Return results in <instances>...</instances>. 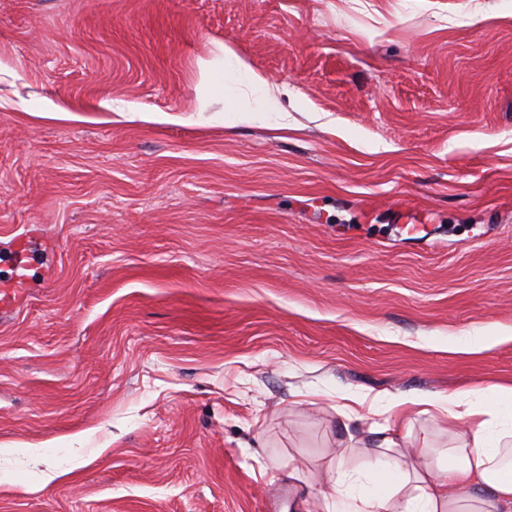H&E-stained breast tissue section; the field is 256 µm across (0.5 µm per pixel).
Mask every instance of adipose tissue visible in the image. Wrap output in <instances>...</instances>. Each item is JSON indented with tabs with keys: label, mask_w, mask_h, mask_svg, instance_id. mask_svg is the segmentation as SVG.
<instances>
[{
	"label": "adipose tissue",
	"mask_w": 512,
	"mask_h": 512,
	"mask_svg": "<svg viewBox=\"0 0 512 512\" xmlns=\"http://www.w3.org/2000/svg\"><path fill=\"white\" fill-rule=\"evenodd\" d=\"M434 414L454 425L451 446L433 460L402 448L396 431ZM380 434L368 476L381 487L335 512H512V386L394 400Z\"/></svg>",
	"instance_id": "1"
}]
</instances>
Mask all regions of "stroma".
<instances>
[{
    "mask_svg": "<svg viewBox=\"0 0 512 512\" xmlns=\"http://www.w3.org/2000/svg\"><path fill=\"white\" fill-rule=\"evenodd\" d=\"M21 265L0 512H300L394 399L512 385L458 351L512 330V0H0ZM224 59L232 60L233 71L237 74L239 79H241L242 81H244L250 85L258 86V87L268 90L264 104L262 105L260 111H263V112H280V111H282L277 97L273 94H270V92H269L270 83L267 78L254 72L245 62H243L242 60H240L237 57H234L228 50H225V52H224Z\"/></svg>",
    "mask_w": 512,
    "mask_h": 512,
    "instance_id": "35a3bbf8",
    "label": "stroma"
}]
</instances>
